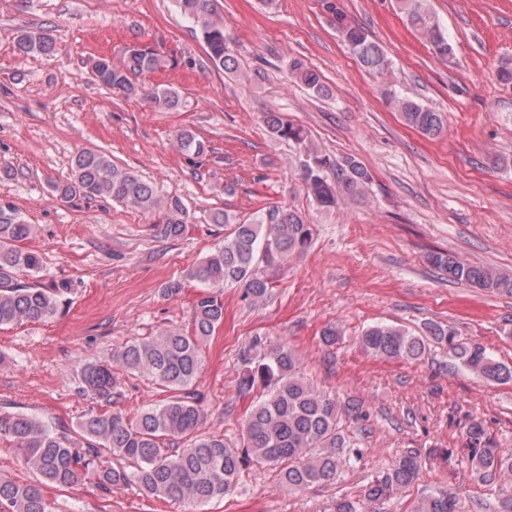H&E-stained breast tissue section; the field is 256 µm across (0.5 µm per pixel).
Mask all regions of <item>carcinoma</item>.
<instances>
[{
    "label": "carcinoma",
    "mask_w": 512,
    "mask_h": 512,
    "mask_svg": "<svg viewBox=\"0 0 512 512\" xmlns=\"http://www.w3.org/2000/svg\"><path fill=\"white\" fill-rule=\"evenodd\" d=\"M216 0H175L176 7L198 29L211 63L227 72L237 71L226 46V25L217 14ZM401 20L443 59L453 54L448 32L440 24L430 0H395ZM338 31L360 65L380 79V92L398 112L404 124L426 137L445 129L443 113L401 95L389 79L392 62L386 50L368 32L345 22L342 10L333 9ZM18 53L48 55L56 50L51 33L17 36ZM166 57L150 49L126 48L123 59L114 62L99 57L92 63L95 80L126 99H137L157 111L179 106L180 94L171 88L150 87L142 77L162 71ZM289 74L298 83L324 98L329 89L317 70L294 58ZM263 123L269 136L299 145L298 175L307 196L321 209L333 210L346 197L360 196L372 176L356 159L338 162L320 154L302 128L288 122L283 113L269 110ZM177 148L196 157L208 145L186 129L175 135ZM57 198L86 200L110 198L135 210L157 215L153 230L159 237L177 241L187 229V214L178 198L163 199L154 185L120 167L105 153L80 152L72 177L55 187ZM214 224H225L231 232L224 242L186 273V279L202 285L193 304L192 331L161 329L139 336L114 352L108 360L88 361L79 371L80 393L91 403L85 417L70 429L62 422L49 423L22 411L0 410V439L11 442L33 471L35 480L21 483L0 476V509L3 512H53L47 489L65 491L79 483L90 484L100 495L136 486L147 497L188 500L202 504L222 498L234 487L241 470L250 464L279 469L282 483L307 489L336 479L359 452L349 448L339 431L336 400L304 381L294 352L286 343L270 344L261 337L250 349L264 353L241 356L242 390L260 388L259 399L248 408L242 423L241 441L228 445L220 435L201 432L205 413L202 397L192 385L202 370V344L224 323L221 288L235 284L245 299L257 302L271 291L268 272L304 252L312 240V228L302 215L286 203L261 209L250 221L219 210ZM33 225L0 217V327L39 322L55 316L70 292L68 283L45 287L39 282V254L24 247ZM429 262L448 277L488 292L512 294V277L483 265L435 253ZM25 274L24 282L19 274ZM448 344V353L464 368L487 381L512 379V369L492 359L478 344L458 343L455 334L430 323L419 336L400 327L376 325L359 337L361 348L385 360H417L429 342ZM140 374L165 388L170 396L128 416L112 411L119 398L118 370ZM471 461L478 478L491 482L512 473V452L484 440L481 423L467 431ZM421 463L408 451L391 464L385 480L370 486L366 495L381 498L394 487H407L418 480ZM456 497L446 491L426 495L414 512H456Z\"/></svg>",
    "instance_id": "cac0c4a2"
}]
</instances>
